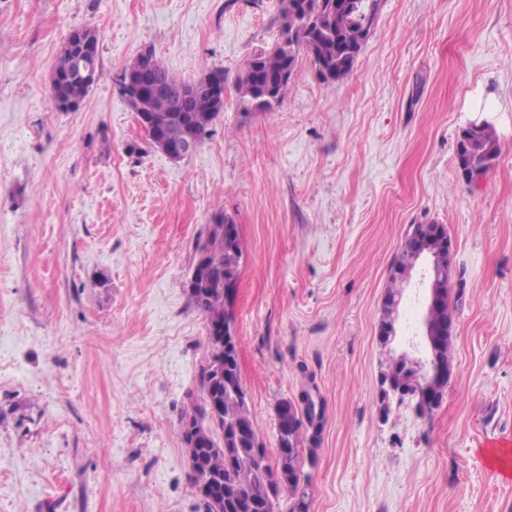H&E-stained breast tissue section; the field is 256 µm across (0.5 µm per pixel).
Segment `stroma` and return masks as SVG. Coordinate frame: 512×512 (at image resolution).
Masks as SVG:
<instances>
[{"mask_svg":"<svg viewBox=\"0 0 512 512\" xmlns=\"http://www.w3.org/2000/svg\"><path fill=\"white\" fill-rule=\"evenodd\" d=\"M280 0H0V512H204L179 419L206 322L194 244L238 225L241 385L277 454L276 407L324 408L308 512H512L489 442L512 440V0H383L341 83L300 55L281 103L232 82L278 39ZM100 36L102 76L74 112L49 82L69 33ZM151 49L191 82L221 68L224 110L175 162L118 89ZM487 119L477 183L456 144ZM446 225L464 288L441 403L382 411V352L425 362L420 259L396 336H377L407 225ZM105 287H95L96 279ZM485 122H472L482 125L478 129H463L457 142V168L462 179L471 183V178L466 177L463 168L479 169L487 167L486 160L496 159L499 156L500 146L493 126ZM484 124V125H483Z\"/></svg>","mask_w":512,"mask_h":512,"instance_id":"1","label":"stroma"}]
</instances>
